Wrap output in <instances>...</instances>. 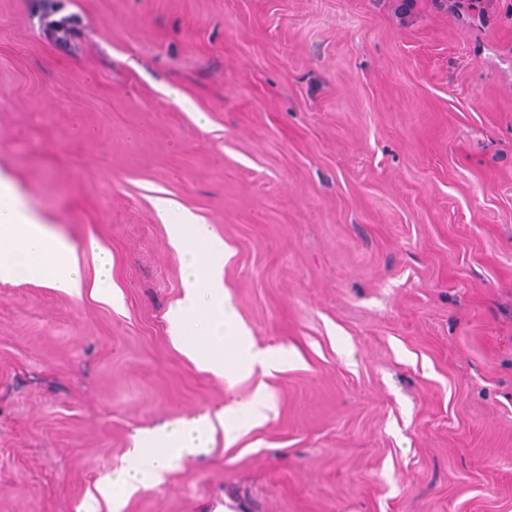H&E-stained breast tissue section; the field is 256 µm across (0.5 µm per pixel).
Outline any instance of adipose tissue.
Masks as SVG:
<instances>
[{
    "label": "adipose tissue",
    "mask_w": 512,
    "mask_h": 512,
    "mask_svg": "<svg viewBox=\"0 0 512 512\" xmlns=\"http://www.w3.org/2000/svg\"><path fill=\"white\" fill-rule=\"evenodd\" d=\"M26 279L70 294L79 293L82 286L74 244L28 210L12 182L0 174V282L15 284ZM212 418L203 413L137 431V455L113 470L100 494L113 507H120L128 494L161 483L176 464L208 452Z\"/></svg>",
    "instance_id": "ef3b65f1"
}]
</instances>
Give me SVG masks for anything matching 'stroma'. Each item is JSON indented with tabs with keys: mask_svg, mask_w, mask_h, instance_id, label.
<instances>
[{
	"mask_svg": "<svg viewBox=\"0 0 512 512\" xmlns=\"http://www.w3.org/2000/svg\"><path fill=\"white\" fill-rule=\"evenodd\" d=\"M45 2L0 0V173L86 286L0 284V512H83L137 431L260 384L265 422L120 512H512V0H53L69 46ZM158 196L286 365L176 348Z\"/></svg>",
	"mask_w": 512,
	"mask_h": 512,
	"instance_id": "1",
	"label": "stroma"
}]
</instances>
